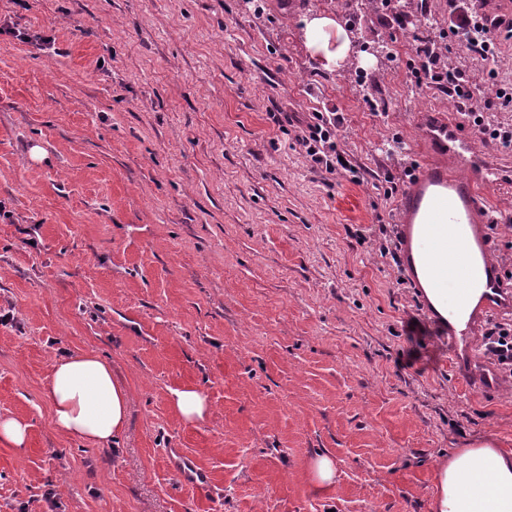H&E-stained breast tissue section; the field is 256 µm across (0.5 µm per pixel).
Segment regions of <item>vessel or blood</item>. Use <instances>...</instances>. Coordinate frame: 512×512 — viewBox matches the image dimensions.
I'll return each mask as SVG.
<instances>
[{"mask_svg":"<svg viewBox=\"0 0 512 512\" xmlns=\"http://www.w3.org/2000/svg\"><path fill=\"white\" fill-rule=\"evenodd\" d=\"M426 135L436 150L414 171L399 206L401 266L411 276L416 258L429 260L434 285L448 307L447 316L438 319L448 338V356L461 365L478 349L476 326L496 314L500 303L512 305V287L490 250L495 218L480 193L482 186L498 183L499 173L457 123L434 122ZM452 167L461 170V177H449ZM475 288L481 289V299L470 309L466 303ZM169 454L185 482L206 485L207 474L190 458L176 448Z\"/></svg>","mask_w":512,"mask_h":512,"instance_id":"obj_1","label":"vessel or blood"}]
</instances>
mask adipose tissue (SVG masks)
Masks as SVG:
<instances>
[{"label":"adipose tissue","mask_w":512,"mask_h":512,"mask_svg":"<svg viewBox=\"0 0 512 512\" xmlns=\"http://www.w3.org/2000/svg\"><path fill=\"white\" fill-rule=\"evenodd\" d=\"M308 47L326 62L351 51L347 32L328 16L305 22ZM46 392L57 432L100 448H118L128 428L130 391L112 364L91 352L58 357ZM430 512H512V451L488 445L458 449L442 463Z\"/></svg>","instance_id":"1"}]
</instances>
